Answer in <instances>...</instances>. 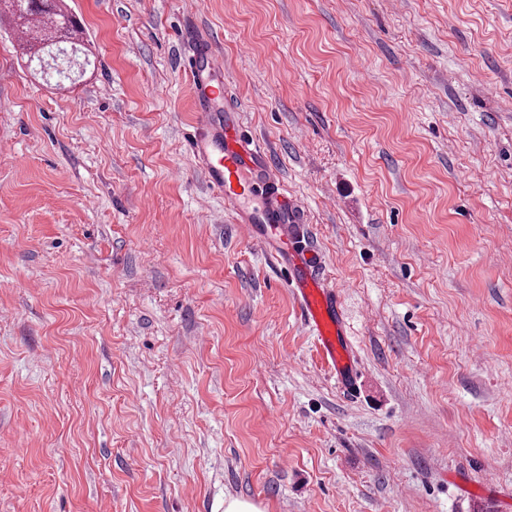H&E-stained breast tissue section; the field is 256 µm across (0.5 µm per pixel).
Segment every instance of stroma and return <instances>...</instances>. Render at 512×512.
I'll return each mask as SVG.
<instances>
[{"instance_id": "obj_1", "label": "stroma", "mask_w": 512, "mask_h": 512, "mask_svg": "<svg viewBox=\"0 0 512 512\" xmlns=\"http://www.w3.org/2000/svg\"><path fill=\"white\" fill-rule=\"evenodd\" d=\"M0 19V512H512V0H65ZM224 59L342 300L352 386L208 186ZM18 1V11L9 9L15 22L20 48L30 61L52 52L58 43H70L81 47L83 30L76 17L70 13L63 0H8ZM40 24H50L48 28ZM50 30L56 33V40L50 45L39 46L32 35L33 30Z\"/></svg>"}]
</instances>
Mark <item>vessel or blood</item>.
<instances>
[{"label":"vessel or blood","mask_w":512,"mask_h":512,"mask_svg":"<svg viewBox=\"0 0 512 512\" xmlns=\"http://www.w3.org/2000/svg\"><path fill=\"white\" fill-rule=\"evenodd\" d=\"M201 126L193 152L211 188L250 238L267 247L287 273L322 356L342 384H352L355 364L345 337L340 296L321 274V255L304 242L298 216L283 185L270 175L265 151L239 131L238 112L224 105V67L209 45L199 46L188 61Z\"/></svg>","instance_id":"b4317fda"}]
</instances>
